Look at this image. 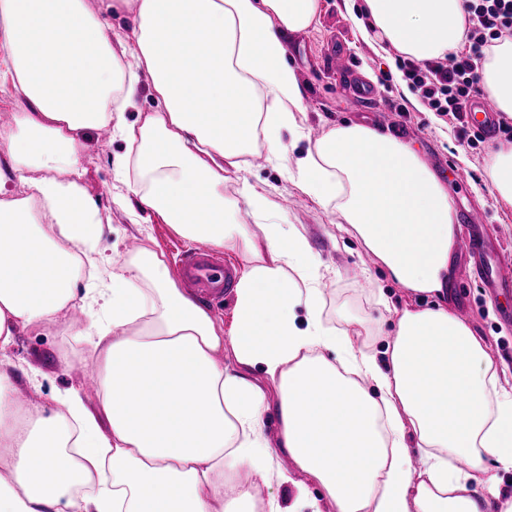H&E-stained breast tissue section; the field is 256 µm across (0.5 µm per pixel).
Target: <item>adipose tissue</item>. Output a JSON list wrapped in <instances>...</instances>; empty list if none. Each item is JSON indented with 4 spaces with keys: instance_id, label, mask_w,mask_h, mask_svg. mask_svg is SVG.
<instances>
[{
    "instance_id": "1",
    "label": "adipose tissue",
    "mask_w": 512,
    "mask_h": 512,
    "mask_svg": "<svg viewBox=\"0 0 512 512\" xmlns=\"http://www.w3.org/2000/svg\"><path fill=\"white\" fill-rule=\"evenodd\" d=\"M466 4L363 0L355 25L364 41L423 61L462 45ZM123 11L134 15L128 33L107 21ZM320 13L321 0H0V93L23 98L0 163V352L80 302L96 315L67 331L90 338L100 385L97 413L73 389L54 395L34 432L0 369V512H224L251 499L253 476L293 486L290 512H512L499 477L512 471V391L444 298L456 224L447 190L391 133L350 123L310 142L298 124L287 36ZM479 73L512 119V39L487 49ZM104 126L125 144L115 166L130 180L134 198L121 205L132 222L150 211L244 257L231 330L156 252L107 271L82 152L86 131ZM258 144L420 294L399 309L379 296L393 312L383 353L369 323L325 317L310 243L268 185L245 180L225 197V166L247 168ZM486 173L512 204V142L492 149ZM243 205L256 225L231 220ZM76 265L94 278L78 283ZM254 367L278 382L277 407Z\"/></svg>"
}]
</instances>
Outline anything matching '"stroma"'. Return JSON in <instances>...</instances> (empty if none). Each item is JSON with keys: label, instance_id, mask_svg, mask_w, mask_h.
I'll return each mask as SVG.
<instances>
[{"label": "stroma", "instance_id": "obj_1", "mask_svg": "<svg viewBox=\"0 0 512 512\" xmlns=\"http://www.w3.org/2000/svg\"><path fill=\"white\" fill-rule=\"evenodd\" d=\"M348 56L349 74L331 73L327 66L330 52ZM398 53L362 41L348 13L347 0H321L318 24L289 35L288 60L298 72L304 88L303 113L298 122L310 138H318L326 126L363 122L390 131L411 143L424 157L436 158L442 169L438 176L458 211H481L485 229L497 237L504 253L512 257V204L495 200L486 175V159L495 139L478 140L477 128L463 126L449 117L430 111L421 92L412 90L396 67ZM374 87L370 103L356 99L357 84ZM89 191L98 196L111 227L102 241L103 253L118 263L129 256L126 244L139 240L143 248L158 253L166 264H173L176 245H191V238L178 233L159 217L141 224L131 223L116 197H129L127 184L116 175L115 158L125 144L100 131H88L82 141ZM224 195L236 197L242 180L266 182L274 186V201L288 223L309 241L324 288L325 313L329 318L365 320L378 335L373 343L383 349V337L391 329L390 315L377 305V293H385L396 306L416 301L415 293L391 282L379 261L356 237L336 229L335 211L325 208L312 196L284 178L269 162L254 163L247 169H226ZM453 277L448 302L466 310L467 321L476 335L486 339L489 355L501 371L500 381L512 387V293L490 298L475 275L469 258L460 252L452 256ZM62 312L60 321L26 331L17 336L0 364L11 376L13 395L23 401L31 419H38L52 406L54 394L70 389L83 390L90 411H97L99 397L84 391V380L97 366L89 341L74 340L61 328L71 321ZM41 373L38 384L28 380L30 369Z\"/></svg>", "mask_w": 512, "mask_h": 512}]
</instances>
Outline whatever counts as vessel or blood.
Returning <instances> with one entry per match:
<instances>
[{
    "mask_svg": "<svg viewBox=\"0 0 512 512\" xmlns=\"http://www.w3.org/2000/svg\"><path fill=\"white\" fill-rule=\"evenodd\" d=\"M495 114L496 104L488 97L474 96L467 106L468 120L478 121L480 131L488 138L497 133ZM464 221L472 231L459 240L460 251L473 257L475 270L482 276L491 296L496 297L511 290L512 260L501 257L496 242L482 232V213L467 212ZM176 275L182 284L204 299L228 294L236 279L234 265L214 253L206 243L180 249Z\"/></svg>",
    "mask_w": 512,
    "mask_h": 512,
    "instance_id": "b4317fda",
    "label": "vessel or blood"
}]
</instances>
